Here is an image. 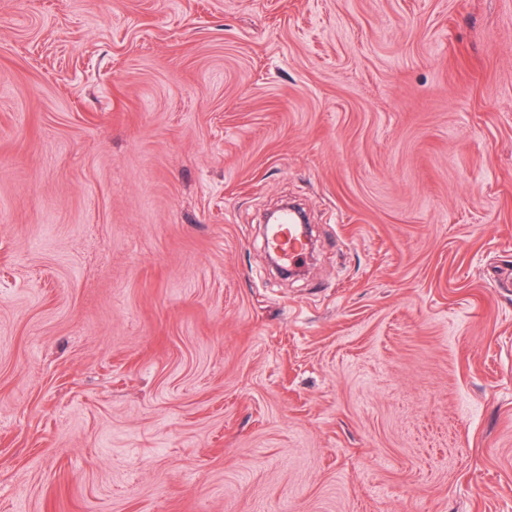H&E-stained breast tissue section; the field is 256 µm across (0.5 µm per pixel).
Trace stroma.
<instances>
[{
    "mask_svg": "<svg viewBox=\"0 0 512 512\" xmlns=\"http://www.w3.org/2000/svg\"><path fill=\"white\" fill-rule=\"evenodd\" d=\"M0 512H512V0H0ZM298 217L290 210L279 213V224L273 227L267 239V246L278 251L284 260L301 256L306 250L305 243L298 231Z\"/></svg>",
    "mask_w": 512,
    "mask_h": 512,
    "instance_id": "obj_1",
    "label": "stroma"
}]
</instances>
